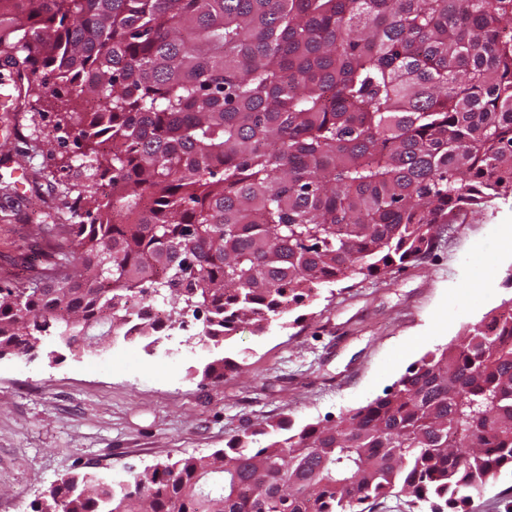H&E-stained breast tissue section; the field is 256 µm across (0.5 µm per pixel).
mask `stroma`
I'll use <instances>...</instances> for the list:
<instances>
[{"instance_id": "35a3bbf8", "label": "stroma", "mask_w": 512, "mask_h": 512, "mask_svg": "<svg viewBox=\"0 0 512 512\" xmlns=\"http://www.w3.org/2000/svg\"><path fill=\"white\" fill-rule=\"evenodd\" d=\"M33 79L0 67V282L28 276L48 250L41 231L73 203L74 134L56 145L58 114L33 113ZM512 198L452 225L431 258L378 283L326 285L287 325L241 327L218 348L171 352L161 343L64 352L56 363L0 360V512H37L44 490L86 471L130 480L145 467L223 448L244 430L285 418L332 423L393 385L425 353L448 344L512 299ZM491 273L490 282L480 279ZM244 364L203 379L213 357ZM512 472L471 491L467 512H506Z\"/></svg>"}]
</instances>
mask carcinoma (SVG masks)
I'll use <instances>...</instances> for the list:
<instances>
[{"label":"carcinoma","mask_w":512,"mask_h":512,"mask_svg":"<svg viewBox=\"0 0 512 512\" xmlns=\"http://www.w3.org/2000/svg\"><path fill=\"white\" fill-rule=\"evenodd\" d=\"M0 64L55 85L75 131L71 223L0 285V351L88 350L141 303L262 333L357 276L425 260L512 197V0H0ZM95 101L98 111L86 103ZM226 358L203 376L221 382ZM257 444L62 478L37 512H466L512 470V300L384 395ZM411 499L410 497L400 495L398 499L391 497L386 504L378 506L369 501L357 509L365 508L364 512H419L425 510L421 506L416 507L411 502Z\"/></svg>","instance_id":"cac0c4a2"}]
</instances>
